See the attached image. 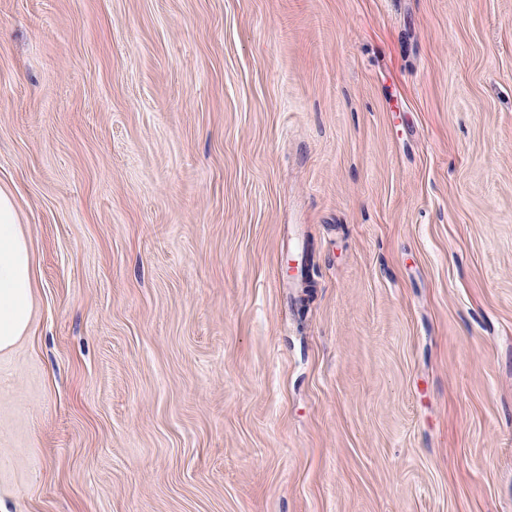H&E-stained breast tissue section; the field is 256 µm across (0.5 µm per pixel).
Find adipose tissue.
<instances>
[{"mask_svg":"<svg viewBox=\"0 0 512 512\" xmlns=\"http://www.w3.org/2000/svg\"><path fill=\"white\" fill-rule=\"evenodd\" d=\"M34 274L13 196L0 189V353H9L31 328Z\"/></svg>","mask_w":512,"mask_h":512,"instance_id":"ef3b65f1","label":"adipose tissue"}]
</instances>
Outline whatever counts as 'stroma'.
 Returning a JSON list of instances; mask_svg holds the SVG:
<instances>
[{"mask_svg":"<svg viewBox=\"0 0 512 512\" xmlns=\"http://www.w3.org/2000/svg\"><path fill=\"white\" fill-rule=\"evenodd\" d=\"M0 188V512H512V0H0ZM13 196L0 189V353L29 335L34 274Z\"/></svg>","mask_w":512,"mask_h":512,"instance_id":"stroma-1","label":"stroma"}]
</instances>
